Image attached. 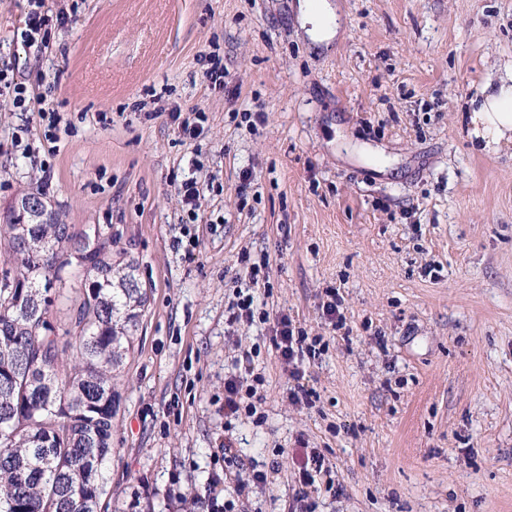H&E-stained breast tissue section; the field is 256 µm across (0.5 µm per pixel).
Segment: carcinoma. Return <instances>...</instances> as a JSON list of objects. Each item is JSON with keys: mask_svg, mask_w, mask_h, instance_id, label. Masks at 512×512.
Returning a JSON list of instances; mask_svg holds the SVG:
<instances>
[{"mask_svg": "<svg viewBox=\"0 0 512 512\" xmlns=\"http://www.w3.org/2000/svg\"><path fill=\"white\" fill-rule=\"evenodd\" d=\"M91 233L48 211L0 224V512H98L112 458L114 371L147 302L139 264L112 255L110 224ZM83 277L69 327L51 321L54 285Z\"/></svg>", "mask_w": 512, "mask_h": 512, "instance_id": "cac0c4a2", "label": "carcinoma"}]
</instances>
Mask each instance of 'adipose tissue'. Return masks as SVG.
Instances as JSON below:
<instances>
[{
    "label": "adipose tissue",
    "instance_id": "adipose-tissue-1",
    "mask_svg": "<svg viewBox=\"0 0 512 512\" xmlns=\"http://www.w3.org/2000/svg\"><path fill=\"white\" fill-rule=\"evenodd\" d=\"M300 17L311 41L323 43L333 38L334 10L328 0H302ZM468 118L469 135L481 141L484 151L495 153L512 142V67L498 77L486 78L472 100Z\"/></svg>",
    "mask_w": 512,
    "mask_h": 512
}]
</instances>
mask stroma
<instances>
[{"label":"stroma","instance_id":"1","mask_svg":"<svg viewBox=\"0 0 512 512\" xmlns=\"http://www.w3.org/2000/svg\"><path fill=\"white\" fill-rule=\"evenodd\" d=\"M331 2L340 28L314 46L298 0H44L41 54L17 38L26 0H0V59L44 73L63 118L52 157L46 122L0 94V218L37 192L67 223L111 225L150 291L104 512H183L257 470L267 484L227 512H512V145L484 152L461 125L512 65V0ZM198 111L179 135L172 113ZM244 252L267 265L256 305L324 343L313 407L289 399L271 324L228 321ZM245 351L262 422L224 414ZM313 451L341 495L298 500Z\"/></svg>","mask_w":512,"mask_h":512}]
</instances>
